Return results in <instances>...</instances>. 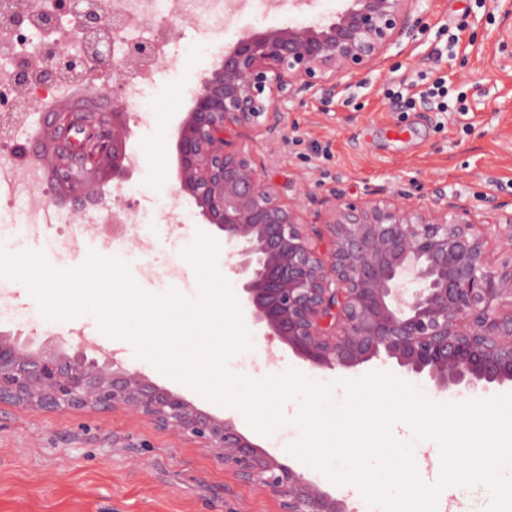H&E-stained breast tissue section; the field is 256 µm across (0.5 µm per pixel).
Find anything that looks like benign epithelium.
<instances>
[{
    "label": "benign epithelium",
    "mask_w": 512,
    "mask_h": 512,
    "mask_svg": "<svg viewBox=\"0 0 512 512\" xmlns=\"http://www.w3.org/2000/svg\"><path fill=\"white\" fill-rule=\"evenodd\" d=\"M328 20L243 34L200 80L176 141L177 181L193 198L201 223L227 245L228 264L241 283L240 299L270 342H278L311 370L356 372L379 361L426 376L440 392L482 399L512 383V212L499 205L478 222L471 209L443 191L429 199L338 197L324 226L330 248L300 221L301 198L284 204L261 175V163L226 137L237 127H263L279 106L307 91L332 96L342 80L377 66L392 46L412 39L423 24L419 0H343ZM73 17L83 55L58 39L44 63L61 80L112 93L100 112L107 142H91L74 169L61 154L78 110L42 111V140L18 141L33 116L17 97L0 98V138L13 155L44 162L53 205L68 197L114 224L129 221L120 188L135 167L127 152L129 82L165 66L160 43L173 32L156 25L155 40H136L114 53L112 30L120 10L106 17L97 0H58L56 25ZM17 88L33 86L22 57L11 59ZM32 411L123 409L202 445L224 469L279 498L282 512H355L343 496L322 490L246 437L231 417L212 415L88 344L63 338L39 343L0 333V403Z\"/></svg>",
    "instance_id": "benign-epithelium-1"
}]
</instances>
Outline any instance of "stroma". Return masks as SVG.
Returning a JSON list of instances; mask_svg holds the SVG:
<instances>
[{
	"mask_svg": "<svg viewBox=\"0 0 512 512\" xmlns=\"http://www.w3.org/2000/svg\"><path fill=\"white\" fill-rule=\"evenodd\" d=\"M341 7L340 0H314L300 12L267 0L259 10L228 8L223 42L229 46L245 32ZM418 9L423 34L392 47L380 66L343 84L335 96L306 95L301 104L282 106L261 129L234 131L238 147L264 159V175L283 200L309 191L305 222L320 224L339 196L415 199L442 190L460 194L479 221L492 206L512 209V0H420ZM197 40L196 26L175 30L173 48L182 61L157 70L152 116L130 105L128 151L136 171L122 194L141 217L134 234L101 220L51 224L32 236L9 235V251H41L65 269L125 239L130 249L123 259L142 289L160 294L173 288L196 298L195 272L180 252L201 225L193 201L178 189L176 132L192 106V89L215 64L192 52ZM438 80L448 87L444 112L421 100ZM0 293L15 304L14 313L0 317V333L95 337L127 368L226 416L224 406L142 363L132 345L114 347L92 315L51 322L21 282L0 279ZM238 427L280 462L337 492L336 484L288 452L287 441L299 436L295 427H280L272 441L246 421ZM0 512H281V506L275 496L238 481L206 449L148 419L122 410L0 404Z\"/></svg>",
	"mask_w": 512,
	"mask_h": 512,
	"instance_id": "stroma-1",
	"label": "stroma"
}]
</instances>
